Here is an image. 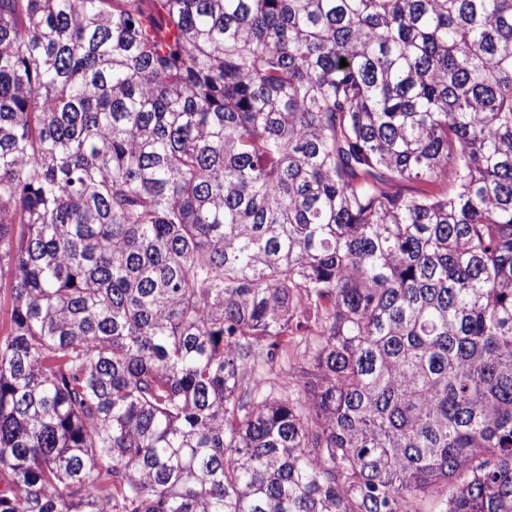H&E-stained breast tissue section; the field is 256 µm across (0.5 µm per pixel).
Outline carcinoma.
I'll list each match as a JSON object with an SVG mask.
<instances>
[{"label": "carcinoma", "instance_id": "1", "mask_svg": "<svg viewBox=\"0 0 512 512\" xmlns=\"http://www.w3.org/2000/svg\"><path fill=\"white\" fill-rule=\"evenodd\" d=\"M2 286L0 512H512V0H0Z\"/></svg>", "mask_w": 512, "mask_h": 512}]
</instances>
